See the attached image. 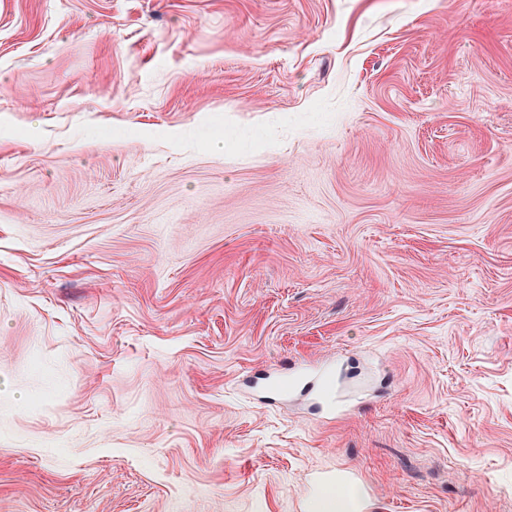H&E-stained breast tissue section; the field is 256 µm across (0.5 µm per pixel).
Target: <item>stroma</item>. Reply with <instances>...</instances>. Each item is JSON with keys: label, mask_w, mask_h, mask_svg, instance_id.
<instances>
[{"label": "stroma", "mask_w": 512, "mask_h": 512, "mask_svg": "<svg viewBox=\"0 0 512 512\" xmlns=\"http://www.w3.org/2000/svg\"><path fill=\"white\" fill-rule=\"evenodd\" d=\"M338 474L512 512V0H0V512ZM329 382L330 372L328 370L318 372L315 375L308 371H300L291 374L289 379L282 374L258 378L254 382V387L263 395L276 394L285 398L288 396L290 387L303 384V389L317 390L321 397H324L328 391Z\"/></svg>", "instance_id": "1"}]
</instances>
